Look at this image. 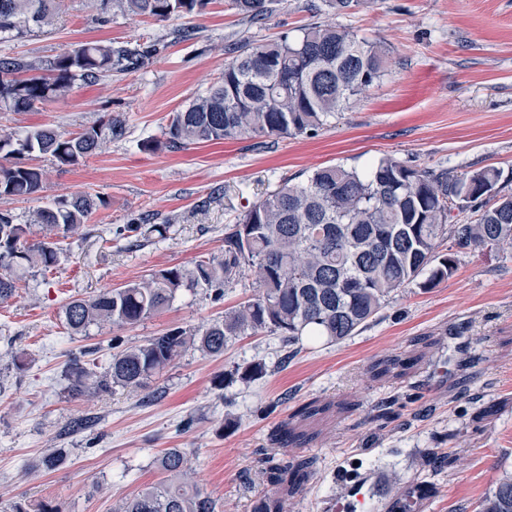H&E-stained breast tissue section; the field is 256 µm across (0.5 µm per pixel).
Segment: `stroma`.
Masks as SVG:
<instances>
[{
  "mask_svg": "<svg viewBox=\"0 0 512 512\" xmlns=\"http://www.w3.org/2000/svg\"><path fill=\"white\" fill-rule=\"evenodd\" d=\"M326 20L385 42L391 71L316 135L201 143L186 150H144L163 140L173 112L224 72L228 44L299 34ZM187 37H178L179 29ZM157 44L138 71L77 88L36 111H0V133L39 125L72 133L117 118L123 138L104 143L79 165L44 157L42 189L1 200L17 223L54 198L98 195L104 207L66 239L58 265L27 271L0 304V502H49L59 512H113L161 481L156 460L182 449L190 480L222 512H253L273 495L270 464L308 459L303 491L285 512H331L347 491L345 473L382 470L398 486L428 479L436 493L424 512H476L503 471L512 472V254L455 249L453 275L393 296L367 328L339 344L304 342L289 354L277 335L238 337L224 354L185 352L145 389L69 397L65 370L89 351L106 365L113 337L135 345L174 328L221 318L253 293L251 278L227 286L221 301L180 290L172 305L124 327L75 334L63 310L75 298L118 288L159 269L193 266L224 253V227L247 202L314 169L363 167L384 155L459 172L512 170V0H368L335 15L327 0H276L252 24L230 0H211L190 18L157 21L102 13L93 0H66L47 32L0 41V54L44 59L84 43ZM129 224H163L164 235H121ZM113 230L102 241L103 230ZM25 350L23 369L10 355ZM264 362L266 376L236 370ZM95 425L67 433L81 417ZM48 448L67 459L45 472ZM462 460L435 476L429 451Z\"/></svg>",
  "mask_w": 512,
  "mask_h": 512,
  "instance_id": "35a3bbf8",
  "label": "stroma"
}]
</instances>
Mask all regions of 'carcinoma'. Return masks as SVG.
Listing matches in <instances>:
<instances>
[{"label": "carcinoma", "mask_w": 512, "mask_h": 512, "mask_svg": "<svg viewBox=\"0 0 512 512\" xmlns=\"http://www.w3.org/2000/svg\"><path fill=\"white\" fill-rule=\"evenodd\" d=\"M102 10L158 21L201 13L210 0H99ZM273 0H232L259 22ZM65 0H0V40L22 39L49 24ZM153 49L128 42L86 43L50 58L0 57V110H32L96 83L112 73L137 69ZM232 59L220 81L173 113L164 146L191 145L256 136L298 137L318 133L366 89L388 75L389 46L358 36L336 23L314 22L299 36L272 42L241 40L229 45ZM125 134L114 119L76 134L37 127L22 136H0V199H28L46 172L24 162L37 153L59 166H74ZM504 172L482 167L456 173L443 167L409 165L383 156L363 168L328 165L305 180L278 185L245 206L236 223L224 226V256L191 268L160 269L118 288L64 307L67 328L80 333L92 324L135 325L165 310L182 288H201L215 300L224 287L250 272L255 293L224 311V319L198 329H171L137 345L118 338L106 371L97 373L77 358L67 367L73 396L121 387L132 392L162 373L192 348L221 356L228 341L248 332H270L293 347L303 337L341 343L375 320L389 299L419 283L434 288L455 271L456 254L438 255L448 236L460 248L512 251V194L503 192ZM104 205L98 196L60 197L37 208L29 227L0 211V302L16 291L13 271L56 266L69 233ZM477 213L450 224L454 212ZM66 459L50 448L40 465L52 470ZM167 479L126 499L114 512H218L208 493L188 480V459L169 448L158 459ZM0 512H58L48 502L13 501ZM479 512H512V473L484 497Z\"/></svg>", "instance_id": "obj_1"}]
</instances>
